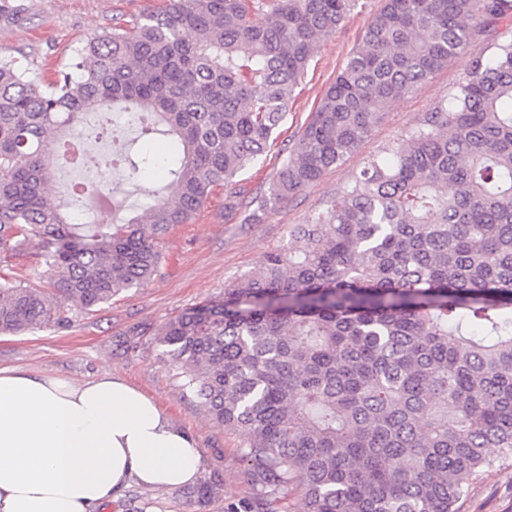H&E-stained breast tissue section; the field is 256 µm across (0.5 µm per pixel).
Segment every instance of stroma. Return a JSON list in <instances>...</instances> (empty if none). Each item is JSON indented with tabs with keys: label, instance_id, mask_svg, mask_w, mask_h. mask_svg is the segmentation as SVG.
Listing matches in <instances>:
<instances>
[{
	"label": "stroma",
	"instance_id": "obj_1",
	"mask_svg": "<svg viewBox=\"0 0 512 512\" xmlns=\"http://www.w3.org/2000/svg\"><path fill=\"white\" fill-rule=\"evenodd\" d=\"M167 3L0 0V58L19 59L31 75L46 81L89 36L117 23L128 24ZM381 4L382 0H359L336 32L322 42L295 91L287 123L255 167L240 175L245 200L238 209H225L223 191H215L191 223L177 225L161 238L163 259L152 281L90 311L64 303L65 323L24 334H0L1 369H22L75 383L110 370L121 373L164 407L176 425L193 434L203 451L201 482L216 476L222 480L219 495L201 506L191 502L185 488L152 490L133 483L98 512H243L253 501L255 491L242 458L246 437L216 424L191 395L183 393L175 368L159 355L153 331L186 309L223 298L225 285L287 243L292 225L307 223L335 202L368 157L410 128L433 103L447 98L474 57L489 54L492 43L512 38V25L503 24L471 42L426 87L393 102L383 122L340 165L288 201L260 212L259 221H251L256 203ZM459 507L460 512H512V458L497 463L474 483Z\"/></svg>",
	"mask_w": 512,
	"mask_h": 512
}]
</instances>
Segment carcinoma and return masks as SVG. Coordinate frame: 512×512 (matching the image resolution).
Listing matches in <instances>:
<instances>
[{"mask_svg": "<svg viewBox=\"0 0 512 512\" xmlns=\"http://www.w3.org/2000/svg\"><path fill=\"white\" fill-rule=\"evenodd\" d=\"M358 0H169L88 39L45 84L0 60V252L25 247L55 292L0 272V333L89 310L156 274L158 247L218 188L267 152L325 38ZM262 14L261 23L254 16ZM512 18V0H384L326 88L276 178L282 203L351 155L390 105L473 40ZM96 113L134 114L140 137L100 161L61 149ZM55 151L49 152L48 139ZM99 168L65 202L45 185L70 163ZM163 174L119 224H77L91 193L127 211L112 171ZM212 420L248 438L267 493L307 512H459L469 486L512 455V40L476 57L448 99L370 159L340 200L289 245L153 333ZM221 479L196 486L205 502Z\"/></svg>", "mask_w": 512, "mask_h": 512, "instance_id": "carcinoma-1", "label": "carcinoma"}]
</instances>
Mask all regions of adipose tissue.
I'll return each instance as SVG.
<instances>
[{"mask_svg":"<svg viewBox=\"0 0 512 512\" xmlns=\"http://www.w3.org/2000/svg\"><path fill=\"white\" fill-rule=\"evenodd\" d=\"M202 470L195 438L117 373L0 369V512H96L129 483L174 489Z\"/></svg>","mask_w":512,"mask_h":512,"instance_id":"ef3b65f1","label":"adipose tissue"}]
</instances>
